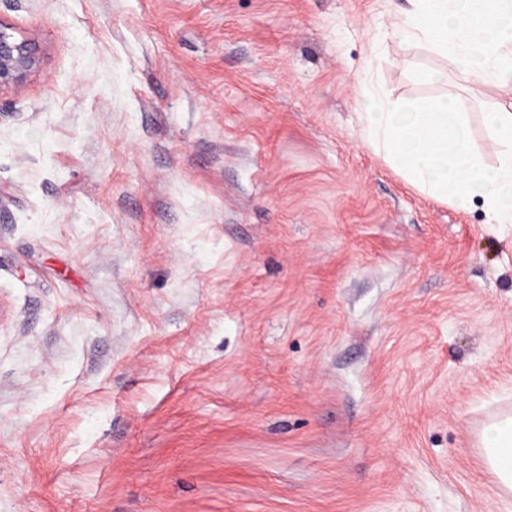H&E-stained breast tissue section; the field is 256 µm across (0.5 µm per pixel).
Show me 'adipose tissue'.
<instances>
[{
    "label": "adipose tissue",
    "mask_w": 512,
    "mask_h": 512,
    "mask_svg": "<svg viewBox=\"0 0 512 512\" xmlns=\"http://www.w3.org/2000/svg\"><path fill=\"white\" fill-rule=\"evenodd\" d=\"M396 30L452 58L472 77L512 84V0H408ZM476 446L496 478L502 512H512V414L483 424Z\"/></svg>",
    "instance_id": "adipose-tissue-1"
}]
</instances>
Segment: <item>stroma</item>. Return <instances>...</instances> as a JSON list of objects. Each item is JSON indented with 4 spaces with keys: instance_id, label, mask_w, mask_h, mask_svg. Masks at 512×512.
Masks as SVG:
<instances>
[{
    "instance_id": "1",
    "label": "stroma",
    "mask_w": 512,
    "mask_h": 512,
    "mask_svg": "<svg viewBox=\"0 0 512 512\" xmlns=\"http://www.w3.org/2000/svg\"><path fill=\"white\" fill-rule=\"evenodd\" d=\"M407 0H0V512H498L512 226L412 188L360 90L511 94ZM447 71V85L417 72ZM38 64L35 43L17 41L0 30V90L21 84ZM476 448L496 478L500 511L512 510V415L491 417L476 437Z\"/></svg>"
}]
</instances>
